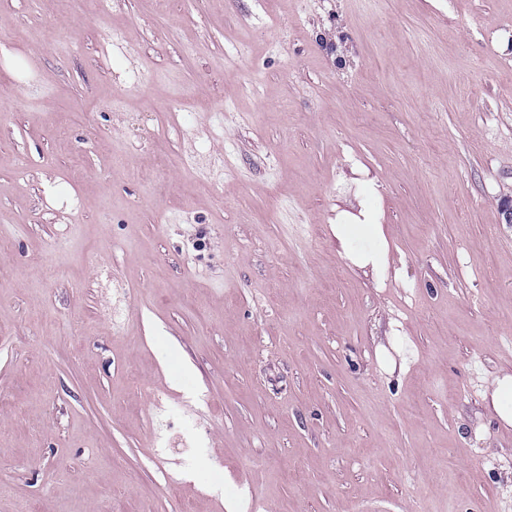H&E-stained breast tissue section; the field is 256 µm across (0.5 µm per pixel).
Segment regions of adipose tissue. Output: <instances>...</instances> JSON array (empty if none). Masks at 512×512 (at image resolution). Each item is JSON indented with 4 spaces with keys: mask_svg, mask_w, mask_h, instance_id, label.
Here are the masks:
<instances>
[{
    "mask_svg": "<svg viewBox=\"0 0 512 512\" xmlns=\"http://www.w3.org/2000/svg\"><path fill=\"white\" fill-rule=\"evenodd\" d=\"M336 236L345 248V255L352 264L372 266L383 272L390 265V251L382 225L365 218L360 224H340Z\"/></svg>",
    "mask_w": 512,
    "mask_h": 512,
    "instance_id": "obj_1",
    "label": "adipose tissue"
}]
</instances>
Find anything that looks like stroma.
<instances>
[{
  "label": "stroma",
  "instance_id": "1",
  "mask_svg": "<svg viewBox=\"0 0 512 512\" xmlns=\"http://www.w3.org/2000/svg\"><path fill=\"white\" fill-rule=\"evenodd\" d=\"M508 196L512 0H0V512H512ZM336 237L345 247V256L353 265H371L374 270L385 272L390 265V251L382 224H374L366 216L362 224H340ZM491 408L505 425H512V375L496 377L490 386Z\"/></svg>",
  "mask_w": 512,
  "mask_h": 512
}]
</instances>
